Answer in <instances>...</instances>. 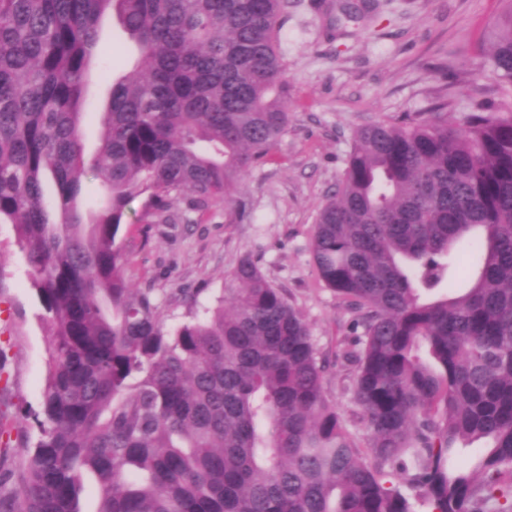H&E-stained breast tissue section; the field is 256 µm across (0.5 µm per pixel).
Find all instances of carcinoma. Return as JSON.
I'll list each match as a JSON object with an SVG mask.
<instances>
[{"instance_id": "cac0c4a2", "label": "carcinoma", "mask_w": 512, "mask_h": 512, "mask_svg": "<svg viewBox=\"0 0 512 512\" xmlns=\"http://www.w3.org/2000/svg\"><path fill=\"white\" fill-rule=\"evenodd\" d=\"M288 0H0V223L16 226L49 317L38 437L0 512H512V111L353 135L312 238L359 313L345 352L360 450L286 293L245 257L218 303L165 327L116 238L158 211L228 200L288 131ZM115 15L135 43L88 154L91 64ZM512 83V0L486 51ZM104 203L84 208L87 179ZM56 192V212L44 188ZM466 244L469 288L447 281ZM483 443L468 462L459 449Z\"/></svg>"}]
</instances>
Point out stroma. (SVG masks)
Returning <instances> with one entry per match:
<instances>
[{
    "mask_svg": "<svg viewBox=\"0 0 512 512\" xmlns=\"http://www.w3.org/2000/svg\"><path fill=\"white\" fill-rule=\"evenodd\" d=\"M355 2L359 18L349 21L344 0H290L279 32L291 95L288 130L233 199L198 211L182 196L162 218L135 200L118 242L129 258L127 279L153 289L169 328L186 320L191 303L211 304L239 260L250 257L309 325L330 362L326 394L363 448L368 434L343 358L357 314L318 276L311 248L317 215L338 188L358 128L427 119L442 101L452 123L480 103L512 110V89L484 57L502 0ZM111 63L104 57L92 65L84 128L91 151L108 95L98 74ZM48 333L16 228L0 224V469L19 470L34 446Z\"/></svg>",
    "mask_w": 512,
    "mask_h": 512,
    "instance_id": "1",
    "label": "stroma"
}]
</instances>
